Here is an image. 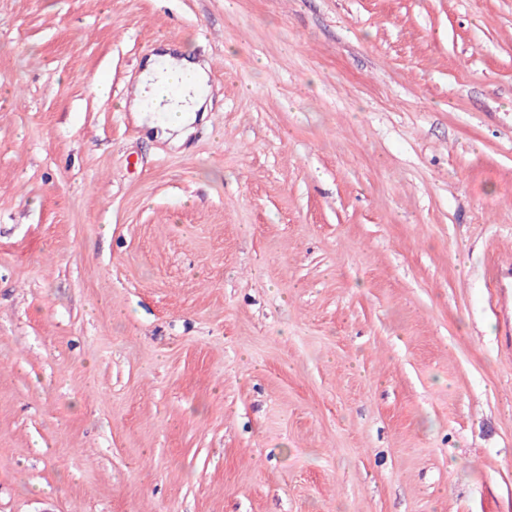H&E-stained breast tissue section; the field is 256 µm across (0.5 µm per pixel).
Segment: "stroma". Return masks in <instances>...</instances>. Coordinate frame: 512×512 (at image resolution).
Listing matches in <instances>:
<instances>
[{
    "mask_svg": "<svg viewBox=\"0 0 512 512\" xmlns=\"http://www.w3.org/2000/svg\"><path fill=\"white\" fill-rule=\"evenodd\" d=\"M509 243L512 0H0V512H512ZM159 58L168 61L169 67L165 73L158 70L156 61ZM182 75L190 77L191 82L183 86L177 101L163 104L161 88L167 87ZM135 88L132 96L123 101L124 110L133 112L146 131L178 147L195 131L197 112L201 111L209 95V66L193 60L187 52L180 51L173 55L171 50H167L162 54L149 56L142 63ZM150 101L154 107L168 112L165 121L158 120L155 109L148 104Z\"/></svg>",
    "mask_w": 512,
    "mask_h": 512,
    "instance_id": "1",
    "label": "stroma"
}]
</instances>
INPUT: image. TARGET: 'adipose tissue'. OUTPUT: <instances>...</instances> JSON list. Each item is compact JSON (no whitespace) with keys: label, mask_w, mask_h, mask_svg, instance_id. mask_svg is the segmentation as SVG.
<instances>
[{"label":"adipose tissue","mask_w":512,"mask_h":512,"mask_svg":"<svg viewBox=\"0 0 512 512\" xmlns=\"http://www.w3.org/2000/svg\"><path fill=\"white\" fill-rule=\"evenodd\" d=\"M169 67L160 72L156 56H149L136 77L135 91L126 98L124 110L133 112L140 125L161 140L181 146L194 132L197 114L210 91L209 67L185 52H165ZM188 76L177 101L164 103L162 89L179 76Z\"/></svg>","instance_id":"1"}]
</instances>
